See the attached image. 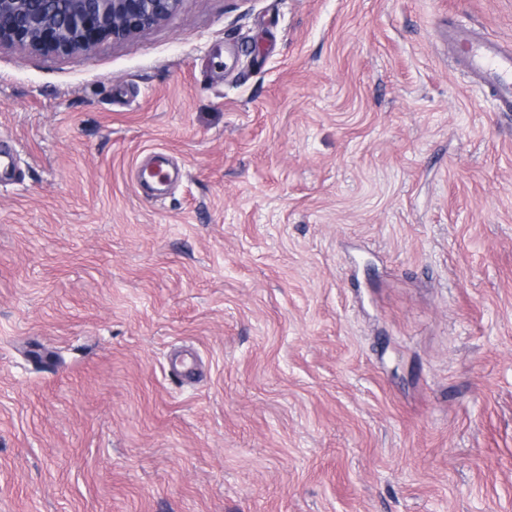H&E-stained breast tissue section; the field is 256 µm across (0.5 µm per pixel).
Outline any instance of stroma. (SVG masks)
Returning a JSON list of instances; mask_svg holds the SVG:
<instances>
[{
    "label": "stroma",
    "instance_id": "35a3bbf8",
    "mask_svg": "<svg viewBox=\"0 0 512 512\" xmlns=\"http://www.w3.org/2000/svg\"><path fill=\"white\" fill-rule=\"evenodd\" d=\"M451 17L512 42V0H184L0 49V512H512V120Z\"/></svg>",
    "mask_w": 512,
    "mask_h": 512
}]
</instances>
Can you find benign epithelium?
<instances>
[{
    "label": "benign epithelium",
    "instance_id": "7a95c632",
    "mask_svg": "<svg viewBox=\"0 0 512 512\" xmlns=\"http://www.w3.org/2000/svg\"><path fill=\"white\" fill-rule=\"evenodd\" d=\"M183 0H0V48L91 52L124 42L176 14Z\"/></svg>",
    "mask_w": 512,
    "mask_h": 512
}]
</instances>
